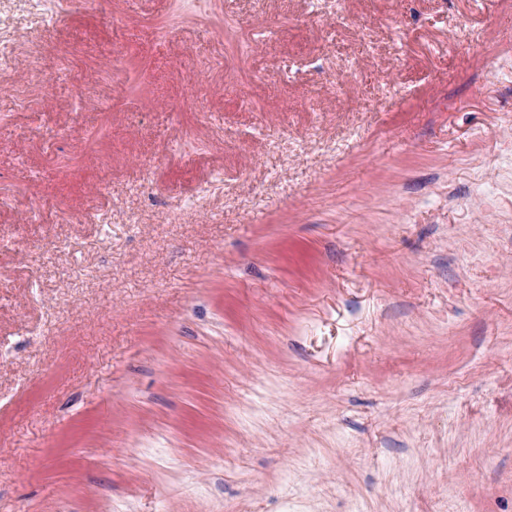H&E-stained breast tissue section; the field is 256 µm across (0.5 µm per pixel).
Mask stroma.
I'll use <instances>...</instances> for the list:
<instances>
[{
    "label": "stroma",
    "mask_w": 512,
    "mask_h": 512,
    "mask_svg": "<svg viewBox=\"0 0 512 512\" xmlns=\"http://www.w3.org/2000/svg\"><path fill=\"white\" fill-rule=\"evenodd\" d=\"M0 512H512V0H0Z\"/></svg>",
    "instance_id": "1"
}]
</instances>
